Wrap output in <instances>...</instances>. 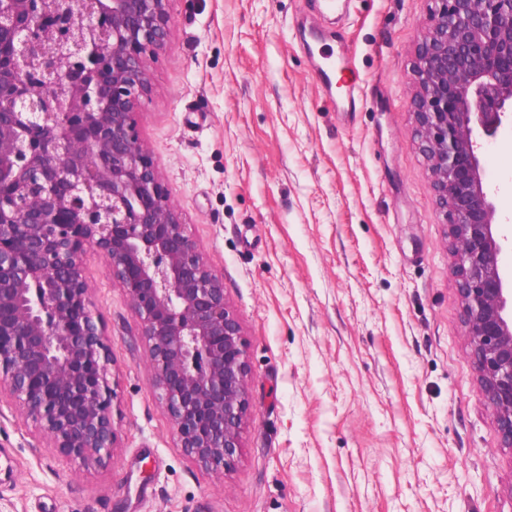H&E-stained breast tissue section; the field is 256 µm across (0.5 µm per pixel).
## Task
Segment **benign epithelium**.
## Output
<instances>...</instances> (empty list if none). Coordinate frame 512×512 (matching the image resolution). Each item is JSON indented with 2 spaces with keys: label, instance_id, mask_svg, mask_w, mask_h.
<instances>
[{
  "label": "benign epithelium",
  "instance_id": "obj_1",
  "mask_svg": "<svg viewBox=\"0 0 512 512\" xmlns=\"http://www.w3.org/2000/svg\"><path fill=\"white\" fill-rule=\"evenodd\" d=\"M173 0H0V398L58 455L106 464L112 349L82 258L137 314L178 446L219 472L249 407L242 326L180 220L139 116ZM413 70L416 132L449 224L477 382L512 448V233L478 140L512 129V0H433Z\"/></svg>",
  "mask_w": 512,
  "mask_h": 512
}]
</instances>
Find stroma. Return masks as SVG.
I'll return each instance as SVG.
<instances>
[{
  "instance_id": "35a3bbf8",
  "label": "stroma",
  "mask_w": 512,
  "mask_h": 512,
  "mask_svg": "<svg viewBox=\"0 0 512 512\" xmlns=\"http://www.w3.org/2000/svg\"><path fill=\"white\" fill-rule=\"evenodd\" d=\"M429 8L174 0L141 131L242 326V448L219 473L178 448L140 320L91 251L116 446L103 467L66 461L1 402L0 512H512V448L476 380L415 132ZM316 51L344 57L342 85L325 88ZM478 155L512 221V132Z\"/></svg>"
}]
</instances>
